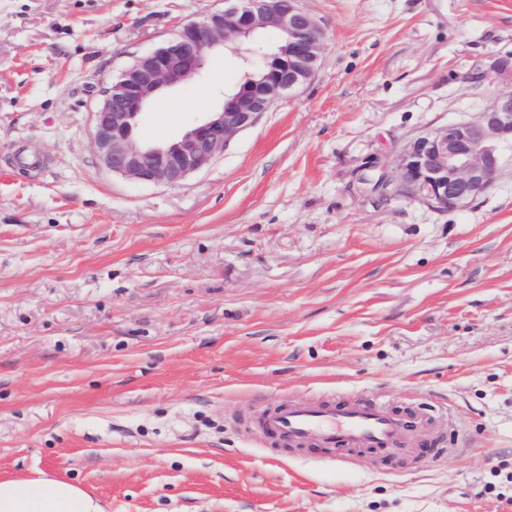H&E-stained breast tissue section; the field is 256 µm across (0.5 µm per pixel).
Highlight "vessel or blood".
Masks as SVG:
<instances>
[{"label": "vessel or blood", "instance_id": "obj_1", "mask_svg": "<svg viewBox=\"0 0 512 512\" xmlns=\"http://www.w3.org/2000/svg\"><path fill=\"white\" fill-rule=\"evenodd\" d=\"M258 423L292 447L326 448L341 462L360 448L386 452L414 438L421 427L420 419L382 404L316 398L278 405L262 413Z\"/></svg>", "mask_w": 512, "mask_h": 512}]
</instances>
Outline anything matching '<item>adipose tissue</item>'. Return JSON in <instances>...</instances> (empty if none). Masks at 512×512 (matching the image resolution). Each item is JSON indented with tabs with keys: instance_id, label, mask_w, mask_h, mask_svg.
Returning a JSON list of instances; mask_svg holds the SVG:
<instances>
[{
	"instance_id": "ef3b65f1",
	"label": "adipose tissue",
	"mask_w": 512,
	"mask_h": 512,
	"mask_svg": "<svg viewBox=\"0 0 512 512\" xmlns=\"http://www.w3.org/2000/svg\"><path fill=\"white\" fill-rule=\"evenodd\" d=\"M0 512H105L79 485L53 478H0Z\"/></svg>"
}]
</instances>
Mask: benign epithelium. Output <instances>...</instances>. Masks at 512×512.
<instances>
[{
  "instance_id": "1",
  "label": "benign epithelium",
  "mask_w": 512,
  "mask_h": 512,
  "mask_svg": "<svg viewBox=\"0 0 512 512\" xmlns=\"http://www.w3.org/2000/svg\"><path fill=\"white\" fill-rule=\"evenodd\" d=\"M233 5L182 26L163 47L138 57L102 91L92 143L112 173L140 184L178 186L208 168L260 115L309 82L324 52L323 30L297 0H232ZM276 31L282 43L265 54L277 65L260 79L250 69L256 52L247 40ZM217 52L238 59L240 83L218 107L174 139L147 142L138 121L163 91L181 87ZM512 145V91L495 95L472 121L452 122L413 138L385 184L435 209L463 207L482 197Z\"/></svg>"
}]
</instances>
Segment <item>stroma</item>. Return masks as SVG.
Here are the masks:
<instances>
[{"label":"stroma","mask_w":512,"mask_h":512,"mask_svg":"<svg viewBox=\"0 0 512 512\" xmlns=\"http://www.w3.org/2000/svg\"><path fill=\"white\" fill-rule=\"evenodd\" d=\"M315 76L175 187L114 175L102 90L224 0H0V477L106 512H512V157L437 210L378 187L415 136L512 87V0H298ZM213 56L142 115L202 119ZM308 398L422 415L392 467L255 424Z\"/></svg>","instance_id":"obj_1"}]
</instances>
